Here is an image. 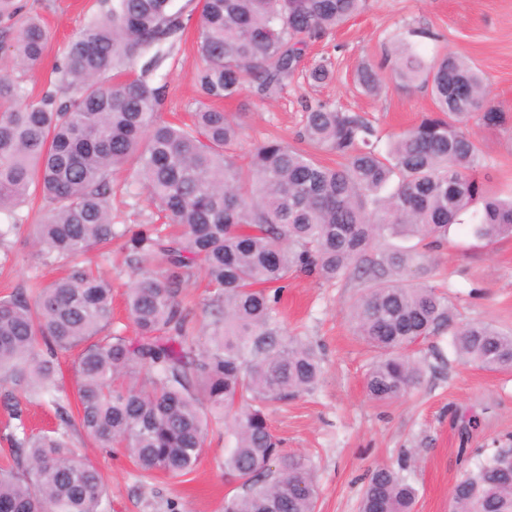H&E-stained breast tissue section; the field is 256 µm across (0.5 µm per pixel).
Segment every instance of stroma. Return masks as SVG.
<instances>
[{
	"label": "stroma",
	"instance_id": "1",
	"mask_svg": "<svg viewBox=\"0 0 512 512\" xmlns=\"http://www.w3.org/2000/svg\"><path fill=\"white\" fill-rule=\"evenodd\" d=\"M96 0H18L23 13L38 14L47 31L41 64L20 69L0 35V76L24 80L31 100L49 88L52 68L60 62ZM191 19L169 49L159 74L167 84L161 120L187 119L195 107L194 76L198 18L202 0H174ZM422 34L418 50L425 57L453 53L472 61L483 73L489 98L506 115L499 127L474 126L486 159L484 184L489 192L512 191V0H366L361 14L323 37L309 42L306 63L324 59L334 72L331 81L312 85L304 79L288 84L278 98H261L246 89L225 111L242 125L239 152L248 155L260 143L282 139L296 143L304 99H320L362 112L382 135L417 124L434 109L428 91L386 79L380 94L367 96L353 81L357 67L378 63L384 49L394 47L408 31ZM0 251V297L33 282L47 283L58 275L43 266L25 236L10 237ZM122 240L91 253L92 265L112 282L115 328L133 334L125 311L131 278L123 264ZM429 280L444 291L464 319L492 320L512 329V238L486 244L468 227H451L448 242L432 252ZM356 284L326 283L305 273L293 274L280 293L278 310L288 332L316 344L323 359V379L311 394L271 404L272 432L290 453L309 456L319 486L318 512H358L369 471L380 464L397 465L412 451L417 465L407 475L418 496L414 512H448L451 488L468 458L479 459L499 448H512V371L489 372L459 365L447 336L434 343L443 353L436 359L421 351L424 373L409 396L388 405L373 403L366 392V372L373 351L350 326L348 310ZM19 402L31 427L53 421L47 398L21 388L0 385V465L13 461L16 422L8 403ZM71 441L101 471L107 484L103 512H224L232 486L224 474L227 436L210 433L194 471L172 479H143L122 449L105 451L78 425L66 429Z\"/></svg>",
	"mask_w": 512,
	"mask_h": 512
}]
</instances>
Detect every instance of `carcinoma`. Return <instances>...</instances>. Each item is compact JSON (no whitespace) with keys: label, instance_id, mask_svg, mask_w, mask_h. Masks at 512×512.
I'll use <instances>...</instances> for the list:
<instances>
[{"label":"carcinoma","instance_id":"carcinoma-1","mask_svg":"<svg viewBox=\"0 0 512 512\" xmlns=\"http://www.w3.org/2000/svg\"><path fill=\"white\" fill-rule=\"evenodd\" d=\"M173 0H100V12L68 43L55 68L60 94L29 100L20 79H0V248L24 227L16 210L40 197L48 212L32 224L45 264L66 275L0 298V382L50 398L71 424L57 380L59 355L73 352L78 420L103 449L122 448L145 477L190 473L209 429L233 443L224 474L239 482L224 512H316L311 460L289 454L268 423V406L312 392L323 374L315 345L286 332L277 308L296 271L355 281V334L377 353L366 376L370 398L390 405L422 377L411 348L448 333L456 360L512 369V330L457 319L454 303L425 278V255L397 239L448 241L466 224L488 242L512 237V196L490 195L484 159L469 131L502 122L484 77L447 53L425 60L409 42L384 64L363 63L355 82L376 95L383 70L430 89L436 111L386 149L361 113L307 102L306 147L272 139L238 164L241 124L210 106L238 98L250 82L281 94L313 39L357 16L365 0H204L192 123L157 119L166 85L157 81L164 45L185 28ZM35 17L13 26L8 50L28 68L43 57ZM314 84L333 78L311 64ZM330 152L342 162L323 164ZM149 196L166 233L149 221L114 224L112 180L123 172ZM127 238L132 277L127 309L135 336L112 329V282L87 255ZM207 281L210 321H193L182 299L196 275ZM22 438L14 464L0 467V512H101L99 470L59 429L32 433L13 409ZM512 448H499L457 479L449 512H512ZM407 465L374 468L359 512H413Z\"/></svg>","mask_w":512,"mask_h":512}]
</instances>
